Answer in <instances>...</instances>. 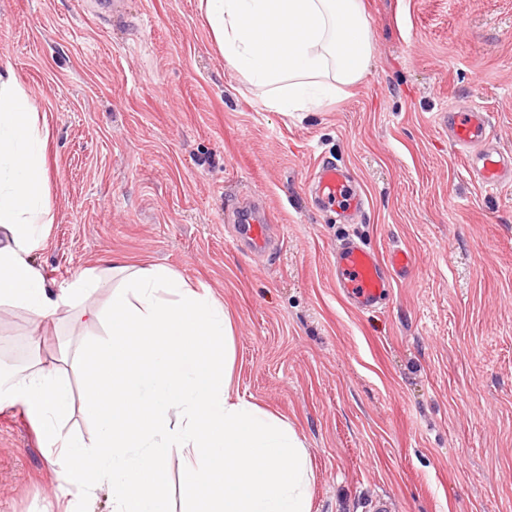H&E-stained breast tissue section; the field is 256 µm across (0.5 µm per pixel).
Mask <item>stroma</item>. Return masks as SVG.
<instances>
[{
    "label": "stroma",
    "instance_id": "35a3bbf8",
    "mask_svg": "<svg viewBox=\"0 0 512 512\" xmlns=\"http://www.w3.org/2000/svg\"><path fill=\"white\" fill-rule=\"evenodd\" d=\"M365 78L317 112L268 109L217 50L199 0H0V72L47 113L55 215L35 254L66 287L112 254L165 265L230 312L233 389L289 422L313 474L312 512H512V185L468 175L437 115L477 105L512 151V0H364ZM347 169L351 221L316 207L310 174ZM265 207L277 247L244 250L240 197ZM355 236L414 265L357 312L330 254ZM65 317L0 305V356L61 361ZM53 451L22 407L0 410V512H44ZM186 451L165 462V512H193Z\"/></svg>",
    "mask_w": 512,
    "mask_h": 512
}]
</instances>
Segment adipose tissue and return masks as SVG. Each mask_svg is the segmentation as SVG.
Masks as SVG:
<instances>
[{"label": "adipose tissue", "instance_id": "adipose-tissue-1", "mask_svg": "<svg viewBox=\"0 0 512 512\" xmlns=\"http://www.w3.org/2000/svg\"><path fill=\"white\" fill-rule=\"evenodd\" d=\"M225 60L266 91L277 112H316L358 85L372 56L363 0H199ZM46 114L0 74V304L34 319L68 315L106 325L92 343L74 335L85 405L100 428L88 466L82 440L64 433L71 410L62 377L30 360L0 365V409L38 422L59 469L58 490L92 492L109 469L114 512H162L164 463L190 449L186 486L199 512H311L312 472L294 428L234 395L231 318L209 293L162 265L121 255L52 290L33 261L54 214L46 189ZM111 279L107 309L88 303ZM179 425H172V418Z\"/></svg>", "mask_w": 512, "mask_h": 512}]
</instances>
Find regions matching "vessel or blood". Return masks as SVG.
<instances>
[{
    "label": "vessel or blood",
    "mask_w": 512,
    "mask_h": 512,
    "mask_svg": "<svg viewBox=\"0 0 512 512\" xmlns=\"http://www.w3.org/2000/svg\"><path fill=\"white\" fill-rule=\"evenodd\" d=\"M438 119L451 141L464 153L468 173L483 187L494 190L512 184V154L489 145L487 112L470 106L442 112ZM311 183L316 200L326 210L348 215L365 205L363 195L352 188L345 169L337 163L317 165ZM237 233L252 253H267L275 244L265 210L247 198L238 206ZM330 263L339 297L353 309L365 312L386 301L395 278L409 273L412 257L403 249L384 257L349 239L332 252Z\"/></svg>",
    "instance_id": "obj_1"
}]
</instances>
